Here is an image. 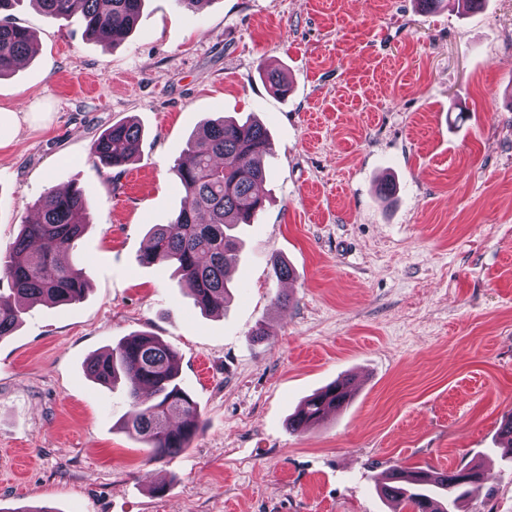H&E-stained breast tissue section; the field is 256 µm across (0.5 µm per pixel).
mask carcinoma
<instances>
[{
    "label": "carcinoma",
    "mask_w": 512,
    "mask_h": 512,
    "mask_svg": "<svg viewBox=\"0 0 512 512\" xmlns=\"http://www.w3.org/2000/svg\"><path fill=\"white\" fill-rule=\"evenodd\" d=\"M52 18L81 14L87 34L103 47L124 42L142 11L143 0H35ZM34 53L29 30L0 19V78ZM265 82L275 94L288 92L282 73L264 70ZM142 131L129 122L112 125L92 145L91 155L103 169L123 167L139 151ZM268 136L257 122L218 119L206 122L187 142L184 157L173 167L184 194L182 206L165 224L150 231L149 246L139 263L176 267L195 304L213 313L224 310L228 296L226 271L236 263L241 224H252L264 199L256 188L266 179L262 158ZM36 217L21 225L9 244L0 277L9 294L0 292V338L17 328L23 311L33 302L67 306L83 298L87 282L81 268L59 257L75 251L91 225L82 192L50 190L35 203ZM87 372L95 381L113 385L123 377L129 383L130 409L123 429L150 450L159 461L188 448L201 429L200 414L179 380L176 353L147 333L123 338L111 349L93 356ZM335 395L347 404L335 382L308 398L288 421V431L309 429L325 418L323 399ZM405 481L378 484L386 500L403 503L411 512H460L464 502L479 499L485 484L478 465L433 472L397 468Z\"/></svg>",
    "instance_id": "obj_1"
}]
</instances>
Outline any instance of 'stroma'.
I'll use <instances>...</instances> for the list:
<instances>
[{"instance_id":"1","label":"stroma","mask_w":512,"mask_h":512,"mask_svg":"<svg viewBox=\"0 0 512 512\" xmlns=\"http://www.w3.org/2000/svg\"><path fill=\"white\" fill-rule=\"evenodd\" d=\"M7 18L38 47L0 78L15 117L0 129V253L52 189L79 188L91 225L84 298L33 306L0 339V512H402L376 477L471 461L488 494L470 512H512L498 435L512 415V0H145L110 49L32 0ZM248 115L270 137L265 207L241 228L229 303L207 314L172 267L138 257L182 203L172 167L188 139ZM129 120L134 160L95 165L93 141ZM135 333L177 353L204 423L158 462L121 428L125 384L86 371ZM352 374L346 408L289 432L305 399Z\"/></svg>"}]
</instances>
